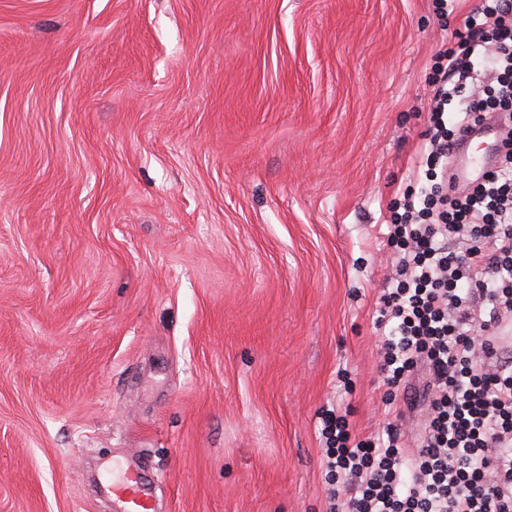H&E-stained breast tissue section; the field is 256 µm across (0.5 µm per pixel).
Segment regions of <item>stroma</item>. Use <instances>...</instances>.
<instances>
[{
	"instance_id": "35a3bbf8",
	"label": "stroma",
	"mask_w": 512,
	"mask_h": 512,
	"mask_svg": "<svg viewBox=\"0 0 512 512\" xmlns=\"http://www.w3.org/2000/svg\"><path fill=\"white\" fill-rule=\"evenodd\" d=\"M481 0H0V512H329L434 55ZM352 393H345L344 382ZM154 479L140 471L127 469L116 481H112V496L119 512H152Z\"/></svg>"
}]
</instances>
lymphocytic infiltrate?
Wrapping results in <instances>:
<instances>
[{
  "label": "lymphocytic infiltrate",
  "mask_w": 512,
  "mask_h": 512,
  "mask_svg": "<svg viewBox=\"0 0 512 512\" xmlns=\"http://www.w3.org/2000/svg\"><path fill=\"white\" fill-rule=\"evenodd\" d=\"M436 58L426 182L390 227L396 285L376 321L394 420L360 438L349 410L324 412L331 512H512V0H482ZM492 117L499 161L459 184L453 150ZM422 369L427 381L397 404L393 390ZM418 409L410 447L399 422Z\"/></svg>",
  "instance_id": "obj_1"
}]
</instances>
